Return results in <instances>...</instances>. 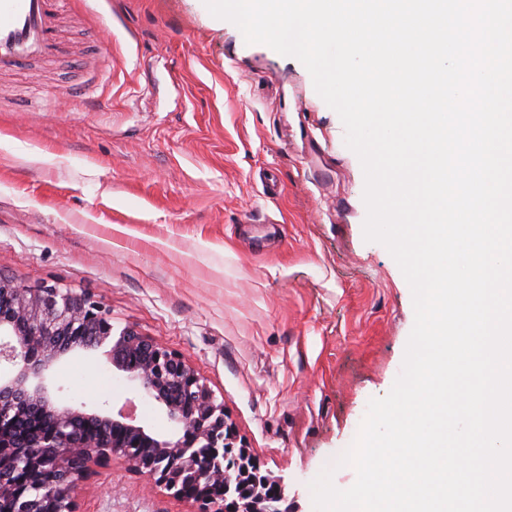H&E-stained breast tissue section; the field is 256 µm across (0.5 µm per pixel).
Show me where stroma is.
<instances>
[{
    "label": "stroma",
    "mask_w": 512,
    "mask_h": 512,
    "mask_svg": "<svg viewBox=\"0 0 512 512\" xmlns=\"http://www.w3.org/2000/svg\"><path fill=\"white\" fill-rule=\"evenodd\" d=\"M111 18L110 30L99 21ZM28 111L0 73V275L86 292L184 357L292 512L389 393L414 325L409 284L365 241L364 173L296 58L246 43L203 0H75ZM94 89L79 94L84 74ZM60 402L164 433L104 349L54 370ZM80 512H195L116 459Z\"/></svg>",
    "instance_id": "obj_1"
}]
</instances>
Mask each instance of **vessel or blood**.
I'll return each instance as SVG.
<instances>
[{"label":"vessel or blood","mask_w":512,"mask_h":512,"mask_svg":"<svg viewBox=\"0 0 512 512\" xmlns=\"http://www.w3.org/2000/svg\"><path fill=\"white\" fill-rule=\"evenodd\" d=\"M57 0H0V70L52 58Z\"/></svg>","instance_id":"b4317fda"}]
</instances>
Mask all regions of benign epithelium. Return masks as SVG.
I'll list each match as a JSON object with an SVG mask.
<instances>
[{"instance_id":"obj_1","label":"benign epithelium","mask_w":512,"mask_h":512,"mask_svg":"<svg viewBox=\"0 0 512 512\" xmlns=\"http://www.w3.org/2000/svg\"><path fill=\"white\" fill-rule=\"evenodd\" d=\"M0 305L7 308L0 312V362L14 368L0 378V456L32 475L31 489L17 496L12 470L0 468L5 512H79L76 488L114 459L196 504L198 512H288L281 508L284 480L258 474L246 450L235 446L224 402L180 355L129 328L113 334L109 313L87 293L34 290L0 276ZM102 347L141 397L164 409L169 433L54 398L45 380L56 365ZM34 409L51 422L49 432L21 426ZM82 420L98 422L101 434L86 436Z\"/></svg>"}]
</instances>
